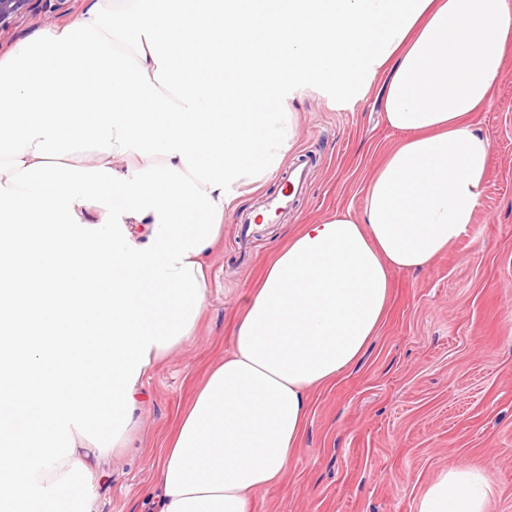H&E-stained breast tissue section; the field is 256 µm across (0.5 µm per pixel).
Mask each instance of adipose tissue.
<instances>
[{"label": "adipose tissue", "instance_id": "1", "mask_svg": "<svg viewBox=\"0 0 512 512\" xmlns=\"http://www.w3.org/2000/svg\"><path fill=\"white\" fill-rule=\"evenodd\" d=\"M268 26L288 77L225 66V47L252 39L242 0H95L0 59V416L17 443L0 448V503L12 512H92L87 491L136 427L143 377L197 323L225 214L292 147L288 89L303 68L340 99L381 80L402 138L362 215L302 225L249 291L230 354L161 442L153 512H253L305 433L312 392L377 333L391 271L424 269L468 234L491 156L470 117L512 49V0H289ZM196 57L210 75L190 81L180 63ZM87 141L160 162L96 178L72 163ZM91 196L106 209L95 220ZM101 336L97 392L80 351ZM490 493L454 466L416 512H487Z\"/></svg>", "mask_w": 512, "mask_h": 512}]
</instances>
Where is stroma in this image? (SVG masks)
Here are the masks:
<instances>
[{
  "mask_svg": "<svg viewBox=\"0 0 512 512\" xmlns=\"http://www.w3.org/2000/svg\"><path fill=\"white\" fill-rule=\"evenodd\" d=\"M94 0H36L0 28V58L37 31L75 20ZM371 84L357 101L302 87L290 101L296 137L284 160L307 157L308 192L285 222L265 225L248 249L236 222L209 255L199 322L144 378L132 445L110 452L88 495L93 512H149L159 443L208 369L231 349L248 292L299 225L359 215L378 167L401 138L385 125ZM472 125L492 143L474 224L422 271L391 274L384 321L364 353L314 391L307 430L280 485L260 492L255 512H415L438 473L464 463L493 489L488 512H512V50L490 108ZM78 166L128 172L147 159L93 143Z\"/></svg>",
  "mask_w": 512,
  "mask_h": 512,
  "instance_id": "stroma-1",
  "label": "stroma"
}]
</instances>
